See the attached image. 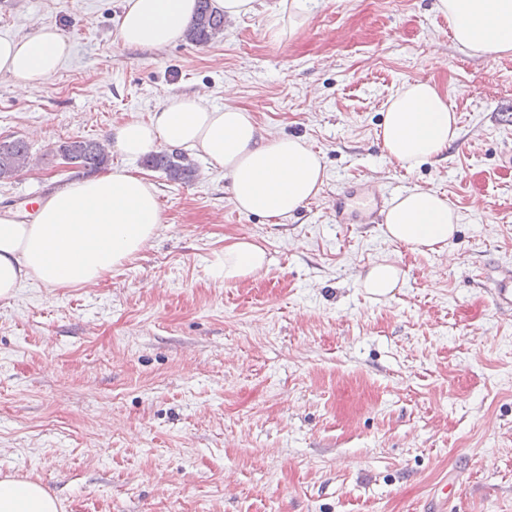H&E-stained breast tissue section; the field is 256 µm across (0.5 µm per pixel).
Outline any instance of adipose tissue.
I'll return each mask as SVG.
<instances>
[{"label":"adipose tissue","instance_id":"ef3b65f1","mask_svg":"<svg viewBox=\"0 0 512 512\" xmlns=\"http://www.w3.org/2000/svg\"><path fill=\"white\" fill-rule=\"evenodd\" d=\"M196 0H124L118 27L129 47L159 49L184 38ZM461 49L491 60L512 54V0H437ZM71 53L55 28L28 38H0V74L26 90L51 80ZM459 135L448 96L428 81L406 82L386 103L381 136L388 156L412 169L440 156ZM107 145L128 159L161 147L192 148L221 168L236 208L280 222L319 195L325 182L320 155L298 137L267 139L253 113L232 105L208 106L203 96L172 95L147 119L111 127ZM459 214L443 194L419 187L398 195L386 210L382 233L419 254L444 250ZM161 227L155 189L124 167L69 182L42 198L29 218L0 212V301L29 283L93 287L112 268L139 254ZM267 263L258 243L224 246L213 272L225 282L244 280ZM359 283L382 299L404 283L396 262L383 258L362 271ZM60 503L37 481L0 475V512H59Z\"/></svg>","mask_w":512,"mask_h":512}]
</instances>
